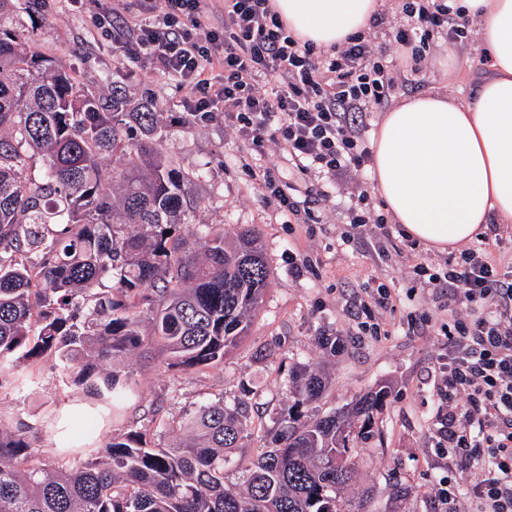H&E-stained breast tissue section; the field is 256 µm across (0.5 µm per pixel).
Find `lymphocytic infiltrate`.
Here are the masks:
<instances>
[{"instance_id":"f902f5d3","label":"lymphocytic infiltrate","mask_w":512,"mask_h":512,"mask_svg":"<svg viewBox=\"0 0 512 512\" xmlns=\"http://www.w3.org/2000/svg\"><path fill=\"white\" fill-rule=\"evenodd\" d=\"M384 43L365 34L332 52L290 35L270 0H130L122 17L97 13L105 40L150 68L179 79L194 120L224 122L251 155L278 151L302 182L287 192L270 168L251 177L277 210L319 224L328 180L348 200L358 238L376 253L390 239L389 220L370 207L363 173L373 160L366 133L402 74L425 71L435 34L473 40L448 0H401L398 16L374 14ZM426 287L447 285L464 304L442 332L448 365L437 383L433 426L448 451L449 470L484 464L470 491L476 512H512V275L488 243L463 249L438 271L418 264Z\"/></svg>"}]
</instances>
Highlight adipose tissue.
<instances>
[{
	"label": "adipose tissue",
	"instance_id": "obj_1",
	"mask_svg": "<svg viewBox=\"0 0 512 512\" xmlns=\"http://www.w3.org/2000/svg\"><path fill=\"white\" fill-rule=\"evenodd\" d=\"M479 21L491 65L480 100L439 92L384 113L375 189L404 232L437 250L465 244L490 218L512 223V0H459ZM289 33L328 48L368 29L378 0H272Z\"/></svg>",
	"mask_w": 512,
	"mask_h": 512
}]
</instances>
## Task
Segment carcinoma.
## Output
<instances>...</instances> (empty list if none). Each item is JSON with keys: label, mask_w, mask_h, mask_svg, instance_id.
I'll return each mask as SVG.
<instances>
[{"label": "carcinoma", "mask_w": 512, "mask_h": 512, "mask_svg": "<svg viewBox=\"0 0 512 512\" xmlns=\"http://www.w3.org/2000/svg\"><path fill=\"white\" fill-rule=\"evenodd\" d=\"M39 0H0V388L60 372L92 401L73 442L86 459L34 462L38 428L0 414V512H365L342 490L351 449L372 437L387 387L342 414L302 415L326 388L295 381L274 446L242 465L245 489L224 484L242 447L247 405L205 402L178 420L182 442L151 445L155 412L94 447L102 422L146 402L125 362L158 348L170 368H209L245 335L268 282L253 226L224 246L216 224L185 228L201 201L195 176L162 148L157 113L128 111L123 90L76 87L29 45L23 17ZM117 157L120 168L103 163Z\"/></svg>", "instance_id": "obj_1"}]
</instances>
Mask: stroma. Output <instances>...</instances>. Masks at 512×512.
<instances>
[{
    "label": "stroma",
    "instance_id": "35a3bbf8",
    "mask_svg": "<svg viewBox=\"0 0 512 512\" xmlns=\"http://www.w3.org/2000/svg\"><path fill=\"white\" fill-rule=\"evenodd\" d=\"M92 9L90 0H46L41 13L25 19L32 45L54 57L76 85L107 93L117 81L133 107L152 105L166 153L182 170L203 173L194 185L201 205L192 223L223 225L228 243L240 226L256 225L270 274L245 338L222 365L175 370L157 350L129 359L134 379L160 410L163 426L154 444H178L176 421L183 410L219 399L228 404L244 400L249 435L224 468L225 484L239 486V462L255 458L270 441L282 409L292 401L293 376L314 371L326 377L327 389L315 405L324 414L351 410L361 396L384 386L389 395L377 420L379 433L354 449L357 475L347 494L356 501L368 499L370 512H444L434 486L449 474L448 458L437 446L432 418L438 406L435 384L448 363L446 339L437 331L448 320V291L423 287L412 269L419 263L444 266L448 253L396 233L386 242L384 256L372 259L349 241L346 202L337 195L325 223H287L252 184L246 169L250 152L225 127L223 117L205 124L192 121L177 81L102 43ZM429 55L431 67L403 76L390 104L433 89L475 102L490 64L480 45L438 36ZM381 283L395 301L377 314L381 332L376 335L362 329L356 309L367 289ZM413 315L429 316L430 328L409 330ZM322 336L335 338V353L320 347ZM37 376L39 385L32 392L1 390L0 409L36 424L51 412L67 417L88 404L81 390H64L50 367L40 368Z\"/></svg>",
    "mask_w": 512,
    "mask_h": 512
}]
</instances>
